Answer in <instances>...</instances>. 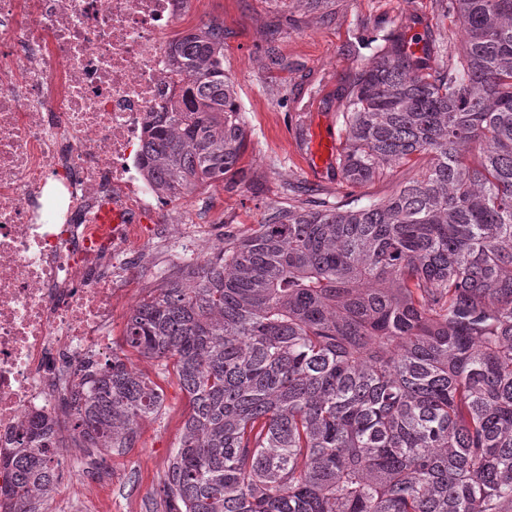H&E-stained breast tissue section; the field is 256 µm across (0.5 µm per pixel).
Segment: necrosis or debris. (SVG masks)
<instances>
[{
  "label": "necrosis or debris",
  "instance_id": "4bbe7bcc",
  "mask_svg": "<svg viewBox=\"0 0 512 512\" xmlns=\"http://www.w3.org/2000/svg\"><path fill=\"white\" fill-rule=\"evenodd\" d=\"M197 0H0V454L112 346V298L164 205L141 163L167 35ZM118 223L101 231L104 207Z\"/></svg>",
  "mask_w": 512,
  "mask_h": 512
}]
</instances>
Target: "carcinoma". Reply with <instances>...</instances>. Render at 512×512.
<instances>
[{
  "label": "carcinoma",
  "mask_w": 512,
  "mask_h": 512,
  "mask_svg": "<svg viewBox=\"0 0 512 512\" xmlns=\"http://www.w3.org/2000/svg\"><path fill=\"white\" fill-rule=\"evenodd\" d=\"M448 9V63L398 40L339 113L343 180L428 156L412 178L361 207L275 208L129 312L122 346L172 368L190 407L163 512H512V0ZM168 61L145 176L170 199L229 189L247 130L224 25L176 34ZM75 394L94 455L124 454L164 403L115 352ZM59 448L30 418L5 460L14 512L48 500Z\"/></svg>",
  "instance_id": "carcinoma-1"
}]
</instances>
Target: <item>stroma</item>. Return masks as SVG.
Masks as SVG:
<instances>
[{
	"mask_svg": "<svg viewBox=\"0 0 512 512\" xmlns=\"http://www.w3.org/2000/svg\"><path fill=\"white\" fill-rule=\"evenodd\" d=\"M213 20L224 24V67L234 79L247 124L245 177L231 190L217 184L171 201L169 212L148 213L145 224L200 225L194 244L205 256L224 235H243L264 223L271 208L291 203L289 186L306 190L311 200L355 198L364 205L388 197L412 175V167L405 166L352 187L335 164L320 171L310 165L311 142L320 128L344 140L343 93L375 52L371 37L412 42L416 54H429L436 66L447 60L448 0H325L315 10L300 0H198L193 25ZM185 252L180 241L163 243L145 234L143 269L127 280L115 301V332H122L130 309ZM128 363L163 389L162 410L140 421L133 448L109 456L103 466L64 438L61 478L48 512H67L89 479L98 482V512H162L160 489L189 403L176 376L159 361L133 353Z\"/></svg>",
	"mask_w": 512,
	"mask_h": 512,
	"instance_id": "1",
	"label": "stroma"
}]
</instances>
